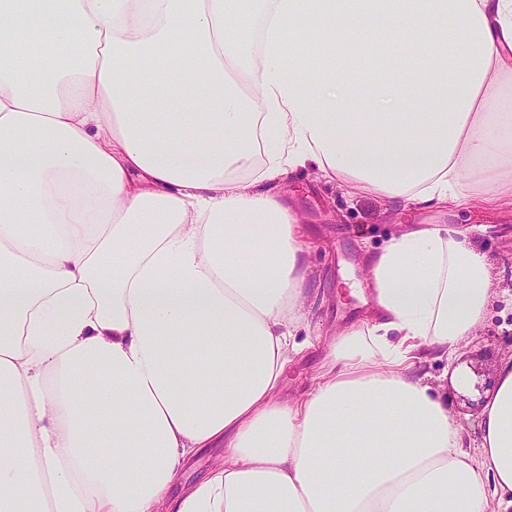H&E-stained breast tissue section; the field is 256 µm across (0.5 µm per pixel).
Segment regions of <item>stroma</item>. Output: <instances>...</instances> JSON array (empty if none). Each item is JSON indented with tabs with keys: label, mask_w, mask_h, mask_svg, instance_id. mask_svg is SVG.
I'll return each instance as SVG.
<instances>
[{
	"label": "stroma",
	"mask_w": 512,
	"mask_h": 512,
	"mask_svg": "<svg viewBox=\"0 0 512 512\" xmlns=\"http://www.w3.org/2000/svg\"><path fill=\"white\" fill-rule=\"evenodd\" d=\"M280 190L302 218L314 271L304 306L310 345L289 356L283 393L290 398L311 389L326 336L369 316L367 304L351 297L343 285L344 272L364 279L366 258L386 245L400 225L471 228L472 246L491 269L493 290L488 312L454 361L429 358L420 374L426 384L447 395L457 425L470 438H477L482 386L494 381L498 362L512 355V202L477 201L464 210L450 205L436 208L413 202L386 203L372 196L346 194L309 167L289 175ZM459 370L473 373L475 388H456L454 378Z\"/></svg>",
	"instance_id": "stroma-1"
}]
</instances>
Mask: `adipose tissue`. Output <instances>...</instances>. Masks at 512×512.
I'll list each match as a JSON object with an SVG mask.
<instances>
[{"instance_id":"adipose-tissue-1","label":"adipose tissue","mask_w":512,"mask_h":512,"mask_svg":"<svg viewBox=\"0 0 512 512\" xmlns=\"http://www.w3.org/2000/svg\"><path fill=\"white\" fill-rule=\"evenodd\" d=\"M29 7L0 0V512H512V356L475 444L415 375L485 316L470 228H400L370 321L288 399L309 267L274 188L310 165L384 201L511 200L512 0ZM369 42L412 69L378 80ZM224 455V449L211 448L205 450L194 457L189 464L185 467L184 472L181 476V483H192L201 478L207 470L222 460Z\"/></svg>"}]
</instances>
